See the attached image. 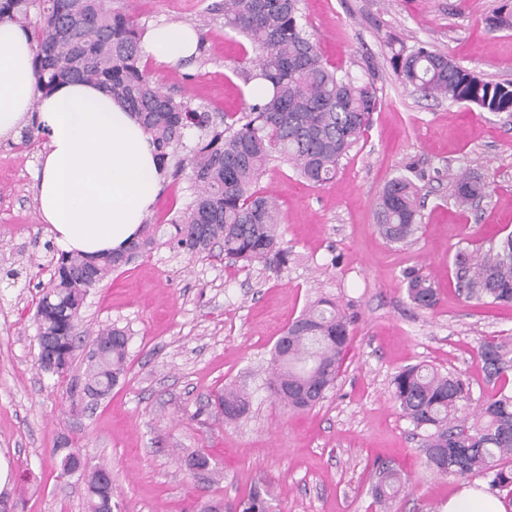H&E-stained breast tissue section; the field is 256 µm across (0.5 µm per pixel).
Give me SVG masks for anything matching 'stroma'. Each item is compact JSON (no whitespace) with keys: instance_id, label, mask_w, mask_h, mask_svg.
I'll return each mask as SVG.
<instances>
[{"instance_id":"obj_1","label":"stroma","mask_w":512,"mask_h":512,"mask_svg":"<svg viewBox=\"0 0 512 512\" xmlns=\"http://www.w3.org/2000/svg\"><path fill=\"white\" fill-rule=\"evenodd\" d=\"M224 0H111L141 27L193 26L196 59L147 64L150 79L177 99L214 113L251 102L246 74L258 55L225 28ZM512 0H302V22L323 59L372 84L378 108L330 182L314 187L274 157L256 187L277 200L291 260L281 270L190 256L162 245L105 278L86 298L79 332L127 331L128 373L104 400L80 395L85 365L62 378L37 366L38 283L50 276L52 236L35 199L43 140L0 141V456L11 512H87L84 485L61 474L53 452L77 443L90 465H107L119 512H190L200 498L233 504L268 491L276 512H442L460 478L429 470L421 440L392 400L400 369L426 365L462 378L473 417L494 390L478 348L512 339V304L465 299L457 254L480 255L512 232V116L421 98L398 79L394 51L423 45L490 82H512V31L486 19ZM418 176L421 223L391 244L376 227L386 182L405 168ZM488 183L461 208L452 174ZM189 169L168 171L147 221L169 227L193 198ZM422 269L438 284L435 308H414L403 273ZM335 299L351 320L336 386L308 411H292L259 387L270 352L313 301ZM244 386L252 403L229 421L208 402L221 387ZM193 453L211 458L191 473ZM407 483L388 506L372 487L378 466Z\"/></svg>"}]
</instances>
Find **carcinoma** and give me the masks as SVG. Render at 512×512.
Returning <instances> with one entry per match:
<instances>
[{"instance_id": "carcinoma-1", "label": "carcinoma", "mask_w": 512, "mask_h": 512, "mask_svg": "<svg viewBox=\"0 0 512 512\" xmlns=\"http://www.w3.org/2000/svg\"><path fill=\"white\" fill-rule=\"evenodd\" d=\"M301 0H224V26L247 38L259 51L254 78L268 94L241 115H215L164 93L141 66L138 25L106 0H0V19L32 27L37 44L34 75L39 90L50 92L68 81L96 83L135 112L152 136L163 164L196 137L186 158L195 195L172 224L170 238L190 254L220 249L224 258L279 269L290 252L279 234L281 216L274 199L256 189L270 157L279 155L307 183L321 186L336 176L341 159L363 136L378 106L376 89L323 61L301 23ZM492 31L512 29V12L486 18ZM403 84L424 98L472 104L490 114L512 112V82L491 83L461 67L452 57L425 47L391 57ZM487 183L471 174L454 182V196L468 203L485 196ZM378 229L392 243H406L418 231L420 202L414 180L390 179L377 198ZM159 239L142 225L137 239L120 252L96 257L63 254L38 304V365L61 378L88 344L83 392L93 402L106 398L127 373L129 337L112 327L82 339L76 322L89 291L112 271L151 252ZM460 288L468 299L512 304V232L489 242L477 260H457ZM406 293L420 309L437 304L435 282L419 269L404 272ZM350 322L336 302L320 298L288 327V347H273L265 389L296 411L322 401L334 387L349 341ZM489 381L512 372V342L485 341L478 351ZM392 398L401 416L422 432L428 466L441 475L465 478L480 473L489 486L506 492L512 512V390L500 385L481 406V418L457 415L467 398L464 381L434 368L413 365L392 380ZM214 410L238 418L250 396L228 386L213 399ZM66 475L84 479L88 512H112V472L87 470L79 449L62 439L54 449ZM405 483L393 467L374 485L375 502L396 496ZM234 512H273L258 492L233 504Z\"/></svg>"}]
</instances>
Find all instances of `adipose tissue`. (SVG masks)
Masks as SVG:
<instances>
[{
  "mask_svg": "<svg viewBox=\"0 0 512 512\" xmlns=\"http://www.w3.org/2000/svg\"><path fill=\"white\" fill-rule=\"evenodd\" d=\"M199 35L188 25L147 30L143 51L171 65L194 55ZM36 44L28 29L0 20V140L41 124L47 150L36 174L38 210L61 250L94 254L123 248L151 212L164 181L151 136L138 116L106 89L64 83L38 91ZM442 512H506L503 497L464 484Z\"/></svg>",
  "mask_w": 512,
  "mask_h": 512,
  "instance_id": "obj_1",
  "label": "adipose tissue"
}]
</instances>
